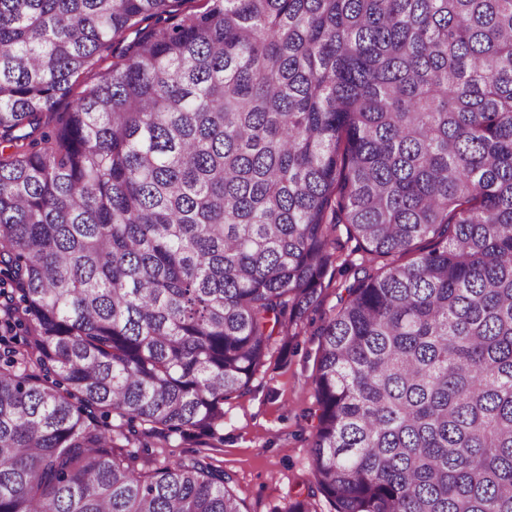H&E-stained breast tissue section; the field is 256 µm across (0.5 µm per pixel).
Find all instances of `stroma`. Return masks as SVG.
Here are the masks:
<instances>
[{"label":"stroma","instance_id":"stroma-1","mask_svg":"<svg viewBox=\"0 0 512 512\" xmlns=\"http://www.w3.org/2000/svg\"><path fill=\"white\" fill-rule=\"evenodd\" d=\"M352 280L349 274L328 273L320 302L308 314L307 330L290 338L288 349L273 345L248 390L225 401L218 436L185 441L175 434L153 435L143 440L142 457L205 458L229 474L246 512H287L292 501L304 498L313 512H330L326 499L315 492L310 464L317 329L338 309Z\"/></svg>","mask_w":512,"mask_h":512}]
</instances>
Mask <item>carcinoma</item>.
<instances>
[{
    "mask_svg": "<svg viewBox=\"0 0 512 512\" xmlns=\"http://www.w3.org/2000/svg\"><path fill=\"white\" fill-rule=\"evenodd\" d=\"M338 262L317 491L512 512V0H0V512H243L135 445L224 427Z\"/></svg>",
    "mask_w": 512,
    "mask_h": 512,
    "instance_id": "carcinoma-1",
    "label": "carcinoma"
}]
</instances>
